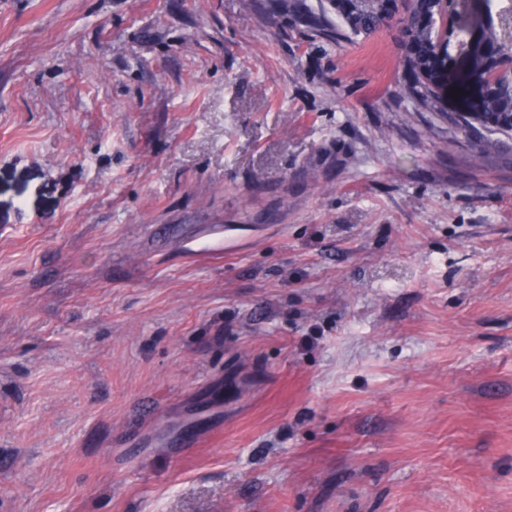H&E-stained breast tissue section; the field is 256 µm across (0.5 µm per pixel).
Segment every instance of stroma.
<instances>
[{
  "mask_svg": "<svg viewBox=\"0 0 512 512\" xmlns=\"http://www.w3.org/2000/svg\"><path fill=\"white\" fill-rule=\"evenodd\" d=\"M404 56L0 0V512H512V137Z\"/></svg>",
  "mask_w": 512,
  "mask_h": 512,
  "instance_id": "1",
  "label": "stroma"
}]
</instances>
